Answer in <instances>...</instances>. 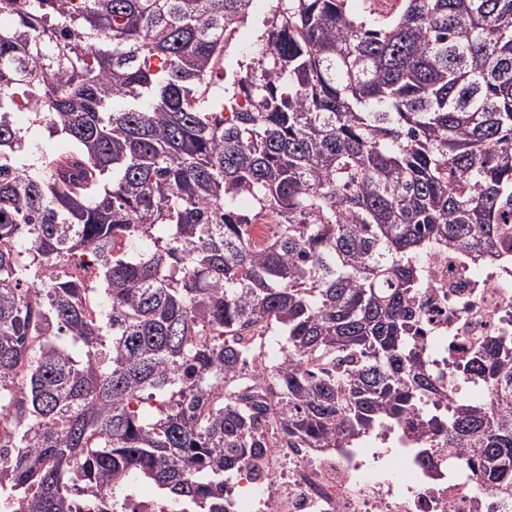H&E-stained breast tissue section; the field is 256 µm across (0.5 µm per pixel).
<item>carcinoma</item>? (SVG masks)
Returning <instances> with one entry per match:
<instances>
[{
	"mask_svg": "<svg viewBox=\"0 0 512 512\" xmlns=\"http://www.w3.org/2000/svg\"><path fill=\"white\" fill-rule=\"evenodd\" d=\"M258 2L0 0V483L23 512H116L140 477L224 512V474L276 437L395 431L512 495V336L448 337L437 379L415 306L433 254L512 256V0H271L228 71ZM260 25L253 22L241 27L227 48V59L237 60L248 56L246 53L251 50V46L257 42L260 35Z\"/></svg>",
	"mask_w": 512,
	"mask_h": 512,
	"instance_id": "1",
	"label": "carcinoma"
}]
</instances>
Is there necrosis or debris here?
Wrapping results in <instances>:
<instances>
[{
	"label": "necrosis or debris",
	"mask_w": 512,
	"mask_h": 512,
	"mask_svg": "<svg viewBox=\"0 0 512 512\" xmlns=\"http://www.w3.org/2000/svg\"><path fill=\"white\" fill-rule=\"evenodd\" d=\"M424 342L438 375L448 372L440 346L449 336H512V264L495 263L484 277L441 253L428 261ZM401 486L369 471L360 448H303L284 441L244 464L224 492V512H512V496L487 488L453 462L427 475L409 448Z\"/></svg>",
	"instance_id": "1"
}]
</instances>
